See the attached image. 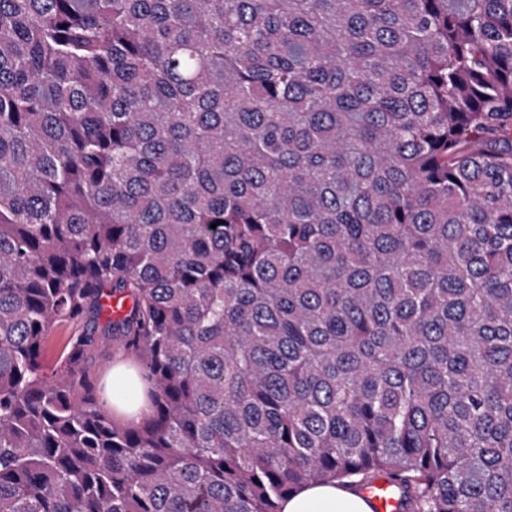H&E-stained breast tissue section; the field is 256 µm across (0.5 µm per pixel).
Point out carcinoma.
<instances>
[{"mask_svg": "<svg viewBox=\"0 0 512 512\" xmlns=\"http://www.w3.org/2000/svg\"><path fill=\"white\" fill-rule=\"evenodd\" d=\"M380 477L512 512V0H0V512Z\"/></svg>", "mask_w": 512, "mask_h": 512, "instance_id": "cac0c4a2", "label": "carcinoma"}]
</instances>
